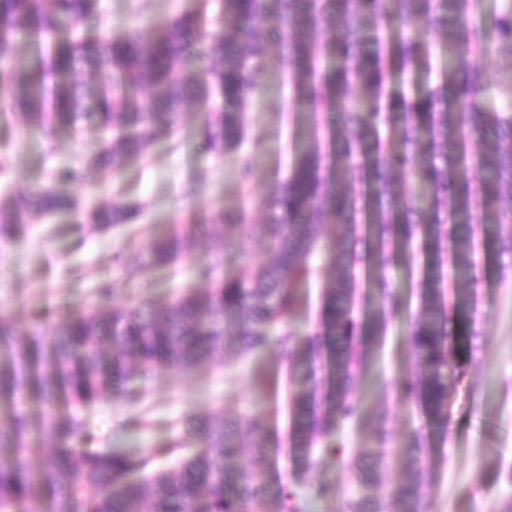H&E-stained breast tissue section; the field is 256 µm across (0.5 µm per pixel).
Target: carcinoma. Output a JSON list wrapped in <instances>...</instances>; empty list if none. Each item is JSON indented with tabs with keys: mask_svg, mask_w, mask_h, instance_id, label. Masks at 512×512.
<instances>
[{
	"mask_svg": "<svg viewBox=\"0 0 512 512\" xmlns=\"http://www.w3.org/2000/svg\"><path fill=\"white\" fill-rule=\"evenodd\" d=\"M213 2L208 26L180 14L109 36L99 0H0V120L20 118L48 138L75 124L112 132L83 166L62 172L63 181L116 170L171 136L190 108L205 113L200 136L211 150H238L243 108L264 82L272 45L292 78L293 102L334 117L260 202L262 223H249L245 209L221 210L124 259L126 273L142 277L209 250L219 237L218 262L197 268L206 287L163 304L82 308L46 330H22L0 315V408L7 407L0 512H43L47 496L54 512H264L271 497L277 512H307L328 487L311 485L301 496L272 488L262 466L272 446L258 419L245 428L222 412L189 416L167 447L124 451L90 447L79 420L58 404L135 402L156 372L229 364L275 345L288 363L293 457L312 469L316 440L362 413L353 392L365 362L360 348L387 330L396 302L388 269L400 248L422 249L427 275L407 333L414 368L391 383L397 399L444 423L450 359L474 357L471 298L456 288V277L470 278L475 268L471 225H492L498 250L512 254V3L494 17L489 41L476 19L480 0ZM490 42L508 66L476 63ZM22 44L35 50L28 65L17 56ZM434 51L446 59L441 78L387 105L391 74L429 72ZM194 57L209 58L206 75L186 67ZM474 139L486 146L475 163ZM74 209L57 186L24 194L0 205V239L14 237L33 214ZM138 215L114 197L78 229L106 230ZM253 234L271 255L244 263L237 238ZM364 235L362 255L356 244ZM317 252L334 277L316 330L302 335L290 328L295 287L309 278ZM363 264L377 273L372 296L360 293ZM221 266L238 271L223 277ZM450 312L458 316L456 348L448 343ZM376 442L356 449L361 491L341 512H432L428 441L415 432L405 446L388 447L381 415ZM173 456L172 466L154 467ZM391 466L406 472L405 481L384 495L367 493Z\"/></svg>",
	"mask_w": 512,
	"mask_h": 512,
	"instance_id": "obj_1",
	"label": "carcinoma"
}]
</instances>
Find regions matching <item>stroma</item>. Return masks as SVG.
<instances>
[{
    "label": "stroma",
    "instance_id": "35a3bbf8",
    "mask_svg": "<svg viewBox=\"0 0 512 512\" xmlns=\"http://www.w3.org/2000/svg\"><path fill=\"white\" fill-rule=\"evenodd\" d=\"M213 12L202 0H100L102 27L115 34L178 14L205 17ZM201 120V113H184L172 136L127 159L105 178L64 183L76 202L75 212L36 217L14 238L0 240V312L20 327L37 321L47 328L70 315L78 303H162L176 292L199 287L195 267L204 262V255L150 269L145 288L128 278L119 258L130 247H146L174 225L205 223L222 208L244 207L251 219H259L260 200L286 175L296 147L308 142L318 123L315 114L295 111L288 84L276 69L245 109L248 138L240 152L218 155L205 149L199 137ZM98 139V134L66 128L49 142L22 124L0 125V160L5 163L0 201L53 183L61 168L79 166ZM242 152L255 155L252 175L245 182L237 176ZM191 186L196 189L192 195L187 192ZM116 194L142 205L140 220L78 235L79 216ZM473 230L480 245L473 290L479 337L474 360L454 362L446 428L430 425L418 407L398 400L390 389L413 365L406 336L419 307L425 265L419 255L399 258L393 267L399 307L389 317L386 336L371 345L367 368L355 383L365 412L324 440L315 469L298 470L287 455L291 438L286 362L273 347L230 366L204 365L186 375L155 373L134 404L102 400L80 407L76 415L91 446L157 447L177 438L178 424L189 414L220 410L244 421L258 417L280 447L267 462L273 478L293 490L306 483H329L328 498L310 512H338L353 489L354 473L351 462H338L330 450L371 447L376 416L382 413L394 442L416 431L430 435L429 460L437 472L431 489L433 512H495L508 488L495 482L494 475L512 465V255L495 253L492 232L485 225H474ZM331 278L328 266L321 264L309 282L299 285L294 325L300 332L309 333L317 325ZM107 282L113 290L101 294Z\"/></svg>",
    "mask_w": 512,
    "mask_h": 512
}]
</instances>
